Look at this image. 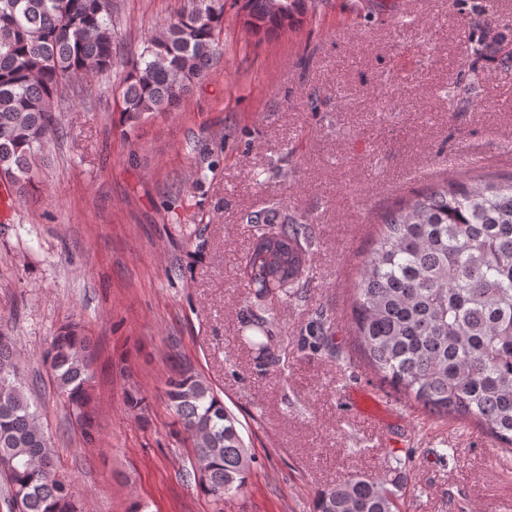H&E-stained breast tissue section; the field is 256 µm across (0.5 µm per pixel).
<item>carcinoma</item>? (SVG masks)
<instances>
[{
  "label": "carcinoma",
  "instance_id": "1",
  "mask_svg": "<svg viewBox=\"0 0 512 512\" xmlns=\"http://www.w3.org/2000/svg\"><path fill=\"white\" fill-rule=\"evenodd\" d=\"M226 0H187L163 32L127 58L118 111L134 134L170 112L223 55ZM306 0H234L247 29L268 38L299 29ZM112 0H0V178L23 197L38 178L36 155L58 127L59 92L112 70ZM250 283L281 302L300 295L312 224L278 207L251 215ZM354 335L369 367L408 401L475 423L512 453V176L476 168L443 178L380 221L375 247L351 295ZM275 317H255L266 352ZM94 349L77 324L44 353L54 383L88 444L97 440L91 394ZM172 426L193 445V480L222 500L242 491L254 457L239 420L211 384L184 363L166 380ZM396 477L361 476L318 491L313 512H400ZM0 478L8 512H76L57 476L51 443L17 370L12 337L0 332Z\"/></svg>",
  "mask_w": 512,
  "mask_h": 512
}]
</instances>
